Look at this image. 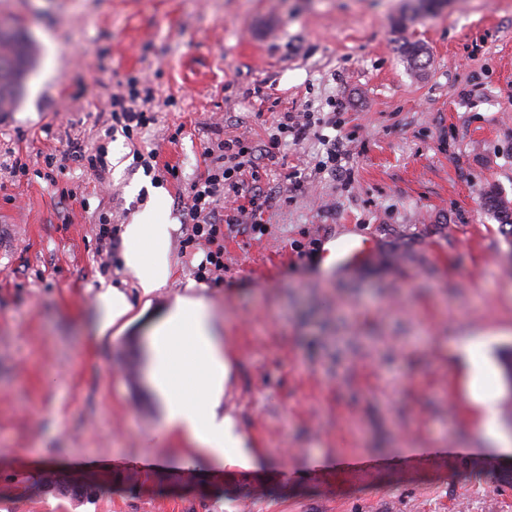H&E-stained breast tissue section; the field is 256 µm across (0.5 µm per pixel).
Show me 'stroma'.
<instances>
[{
  "label": "stroma",
  "instance_id": "obj_1",
  "mask_svg": "<svg viewBox=\"0 0 512 512\" xmlns=\"http://www.w3.org/2000/svg\"><path fill=\"white\" fill-rule=\"evenodd\" d=\"M0 25L34 47L0 112V512H512L489 467L512 460L497 366L512 346V245L486 204L490 189L512 201V0L430 14L416 0H0ZM132 78L155 120L130 140L109 127ZM287 112L335 115L342 172L325 168L321 134L272 143ZM238 137L256 149L244 186L268 199L266 231L225 228L223 280L200 293L230 364L222 406L265 461L191 457L184 477L168 467L188 448L164 429L145 348L200 281L181 252V185L204 173L205 147ZM75 146L125 166L97 180ZM49 153L76 193L64 204L40 176ZM154 186L171 280L146 296L97 223H132ZM334 234L368 238L374 261L320 274ZM104 283L132 309L103 333ZM344 457L369 465L338 468Z\"/></svg>",
  "mask_w": 512,
  "mask_h": 512
}]
</instances>
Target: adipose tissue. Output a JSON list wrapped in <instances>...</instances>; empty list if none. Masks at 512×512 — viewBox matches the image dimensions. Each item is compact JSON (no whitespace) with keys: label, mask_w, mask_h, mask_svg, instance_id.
<instances>
[{"label":"adipose tissue","mask_w":512,"mask_h":512,"mask_svg":"<svg viewBox=\"0 0 512 512\" xmlns=\"http://www.w3.org/2000/svg\"><path fill=\"white\" fill-rule=\"evenodd\" d=\"M169 237V225L153 223L148 213L126 227L124 263L143 295L170 281ZM146 374L166 429L216 465L258 466L260 455L249 448L232 415L220 410L229 363L206 298L177 297L152 325Z\"/></svg>","instance_id":"obj_1"}]
</instances>
